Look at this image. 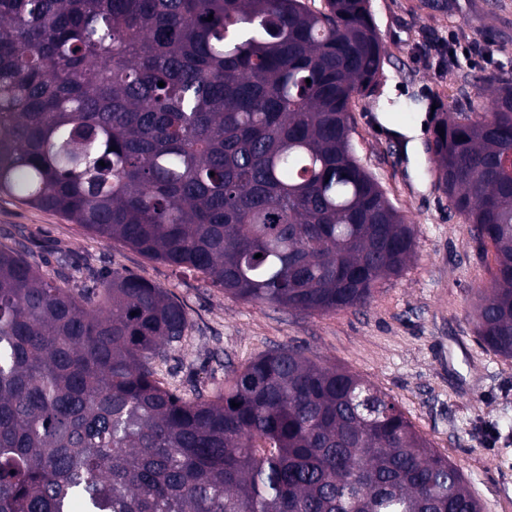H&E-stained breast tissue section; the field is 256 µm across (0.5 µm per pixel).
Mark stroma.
Wrapping results in <instances>:
<instances>
[{
    "label": "stroma",
    "mask_w": 512,
    "mask_h": 512,
    "mask_svg": "<svg viewBox=\"0 0 512 512\" xmlns=\"http://www.w3.org/2000/svg\"><path fill=\"white\" fill-rule=\"evenodd\" d=\"M445 3L438 13L423 9L421 0H370L387 56L377 84L353 109L351 140L360 164L414 224L417 246L399 274L381 281L367 308L301 314L259 307L4 194L0 244H24L27 258L48 274L55 271L52 256L74 253L94 270H119L170 292L190 328L161 378L181 391L212 392L226 370L280 345L360 375L461 468L483 512H512V360L482 346L472 323L494 256L477 250L469 225L449 209L428 148L410 157L401 132L403 124H419L428 141L436 119L453 121L471 105L490 106L493 88L477 92L472 79L512 76V27L500 20L512 0ZM452 35L493 43V63L449 68ZM415 100L420 110L402 121L396 106Z\"/></svg>",
    "instance_id": "obj_1"
}]
</instances>
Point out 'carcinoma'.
<instances>
[{
  "label": "carcinoma",
  "mask_w": 512,
  "mask_h": 512,
  "mask_svg": "<svg viewBox=\"0 0 512 512\" xmlns=\"http://www.w3.org/2000/svg\"><path fill=\"white\" fill-rule=\"evenodd\" d=\"M385 56L370 0H0V194L260 307L362 308L415 253L351 144ZM483 84L430 150L494 251L476 335L512 359V79ZM57 264L0 246V512H481L359 376L278 346L181 395L182 304Z\"/></svg>",
  "instance_id": "cac0c4a2"
}]
</instances>
